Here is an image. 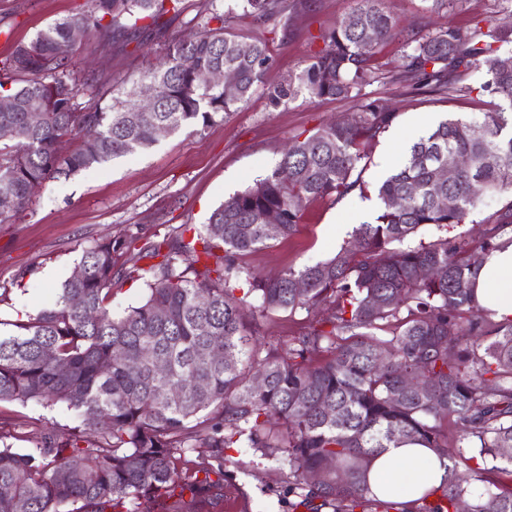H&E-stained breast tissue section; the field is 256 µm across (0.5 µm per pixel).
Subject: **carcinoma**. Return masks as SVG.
Returning a JSON list of instances; mask_svg holds the SVG:
<instances>
[{
  "label": "carcinoma",
  "mask_w": 512,
  "mask_h": 512,
  "mask_svg": "<svg viewBox=\"0 0 512 512\" xmlns=\"http://www.w3.org/2000/svg\"><path fill=\"white\" fill-rule=\"evenodd\" d=\"M244 2L266 22L285 10V0ZM384 3L357 0L321 35L310 63L270 92L275 106L349 99L350 117L292 138L278 166L224 200L202 231L186 226L173 243L146 249L132 238L101 239L51 307L0 334V402L61 403L99 431L94 440L48 432L28 449L1 431L0 485L11 493L0 512H119L150 495L170 500V512H192L199 497L224 495L226 448L286 462L293 507L307 512H512V491L493 478L512 474V320H493L471 288L495 238L512 228V200L471 242L410 243L424 226L468 223L489 191L512 193V55L500 54L511 28L475 17L401 35L392 80L448 97L487 95L493 108L441 121L413 142L377 187L376 223L358 225L333 257L274 278L239 263L291 235L309 202L337 203L359 186L366 148L392 127L397 112L363 93L379 80L377 48L396 34ZM183 11L184 0H85L0 59V99L16 103L0 112V222L21 215L45 182L147 149L159 126L209 127L264 85L266 44L229 32L216 0H200L194 19L203 31L168 41L148 77L155 108L140 110L138 82L112 97L102 75L87 79L91 96L77 102L72 58L57 54L72 27L106 50L127 45L142 23L162 28ZM215 68L236 71L235 91L199 82ZM476 72L486 80L465 83ZM31 109L40 124L28 122ZM66 138L78 148L62 151ZM448 163L454 176L440 182L436 170ZM116 253L130 266L115 269ZM144 257L157 262L145 270ZM430 267L438 278L420 276ZM144 274V301L112 316L113 283ZM246 307L263 318L319 307L323 317L281 350L249 341ZM383 325L393 326L391 337L375 334ZM216 340L221 360L209 355ZM408 376L417 387H406ZM174 390L180 399H168ZM450 428L458 450L440 488L412 506L370 491L366 469L378 449L413 440L445 456ZM313 471L316 484L307 480Z\"/></svg>",
  "instance_id": "1"
}]
</instances>
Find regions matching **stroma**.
<instances>
[{
  "mask_svg": "<svg viewBox=\"0 0 512 512\" xmlns=\"http://www.w3.org/2000/svg\"><path fill=\"white\" fill-rule=\"evenodd\" d=\"M230 31L265 41L272 64L248 103L227 119L207 128L160 137L149 150L115 159L70 178L47 181L32 197L24 215L0 224V321L18 319L51 306L62 283L71 275L84 249L105 237L137 236L138 246L171 241L182 225L204 227L224 199L264 177L280 162L288 140L322 124L348 116L349 100L316 105L303 99L272 105L269 92L289 74L300 72L318 51L320 33L331 31L355 0H307L286 26L264 23L244 13L237 0H221ZM84 0H0V58L17 43L29 40L53 21L75 13ZM403 31L427 23H465L477 16L512 27V12L499 0H461L435 11L431 0H386ZM164 38L143 30L122 48L95 49L86 40L71 54L81 76L101 74L116 88L145 78L157 66ZM402 42L385 43L378 54L388 78L367 86L368 98L395 107L398 117L369 150L361 174L362 189L339 203H309L295 233L243 257L254 275L273 276L288 269L333 256L348 233L333 232L336 224L373 221L380 209L375 187L394 168L399 151L414 137L427 135L441 120L480 116L487 98L450 99L435 94L404 92L391 72L401 61ZM318 311L300 310L258 320L254 336L269 346L286 347L301 325L318 318ZM81 421L64 405L44 407L35 402L0 403V427L17 448L33 447L44 433L66 438ZM224 464V495L207 496L195 512H288V469L248 448H234Z\"/></svg>",
  "mask_w": 512,
  "mask_h": 512,
  "instance_id": "35a3bbf8",
  "label": "stroma"
}]
</instances>
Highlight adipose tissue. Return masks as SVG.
Segmentation results:
<instances>
[{"label": "adipose tissue", "instance_id": "ef3b65f1", "mask_svg": "<svg viewBox=\"0 0 512 512\" xmlns=\"http://www.w3.org/2000/svg\"><path fill=\"white\" fill-rule=\"evenodd\" d=\"M477 305L498 321L512 319V232H505L490 252L474 283ZM449 461L417 442L378 450L369 471L371 490L382 498L415 501L440 487Z\"/></svg>", "mask_w": 512, "mask_h": 512}]
</instances>
